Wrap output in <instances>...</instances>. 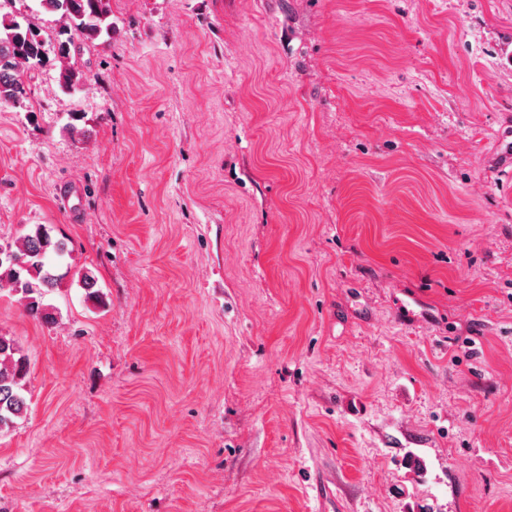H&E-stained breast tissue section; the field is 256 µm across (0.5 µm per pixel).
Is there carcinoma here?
<instances>
[{
    "instance_id": "1",
    "label": "carcinoma",
    "mask_w": 512,
    "mask_h": 512,
    "mask_svg": "<svg viewBox=\"0 0 512 512\" xmlns=\"http://www.w3.org/2000/svg\"><path fill=\"white\" fill-rule=\"evenodd\" d=\"M41 9L59 15L61 38L46 41L38 27L24 15L0 12V102L20 106L27 91L23 75L27 69L50 59L59 63L58 82L65 92L79 90L87 75L74 68L69 58L77 44L112 37L110 0H37ZM67 245L36 224L12 243L0 245V291L19 296L32 316L45 321L52 314L44 298L63 279L59 273ZM86 298L102 302L97 281L88 271L78 273ZM28 364L15 340L0 334V432L10 429L26 412L24 396Z\"/></svg>"
}]
</instances>
